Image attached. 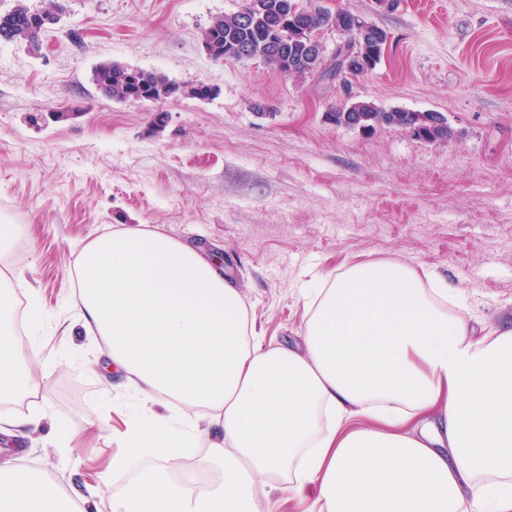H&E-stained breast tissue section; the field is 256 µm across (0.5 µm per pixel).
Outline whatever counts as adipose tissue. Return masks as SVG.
Wrapping results in <instances>:
<instances>
[{"label":"adipose tissue","mask_w":512,"mask_h":512,"mask_svg":"<svg viewBox=\"0 0 512 512\" xmlns=\"http://www.w3.org/2000/svg\"><path fill=\"white\" fill-rule=\"evenodd\" d=\"M71 306L128 385L167 400L129 427L126 458L170 462L216 434L210 492L143 471L113 512H270L251 481L307 512H512V323L487 329L468 295L391 260L350 265L301 291L299 343L265 340L222 269L146 226L101 234L72 264ZM14 289L0 283V402L38 392L16 357ZM73 512L43 473L0 469V512Z\"/></svg>","instance_id":"ef3b65f1"}]
</instances>
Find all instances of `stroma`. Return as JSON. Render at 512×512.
I'll use <instances>...</instances> for the list:
<instances>
[{
	"mask_svg": "<svg viewBox=\"0 0 512 512\" xmlns=\"http://www.w3.org/2000/svg\"><path fill=\"white\" fill-rule=\"evenodd\" d=\"M387 30L376 70L349 92L217 61L202 47L241 0H64L39 49L0 40V218L23 226L0 271L23 280L38 393L0 415L36 417L0 435V462L42 471L54 492L113 512L126 478L127 420L144 394L102 367L100 338L70 305L76 248L148 225L201 246L240 289L264 336L294 339L298 290L372 260L435 271L487 326L512 318V0H322ZM103 63L210 85L209 99L104 98ZM439 112L455 131L425 143L384 127L329 123L345 97Z\"/></svg>",
	"mask_w": 512,
	"mask_h": 512,
	"instance_id": "1",
	"label": "stroma"
}]
</instances>
